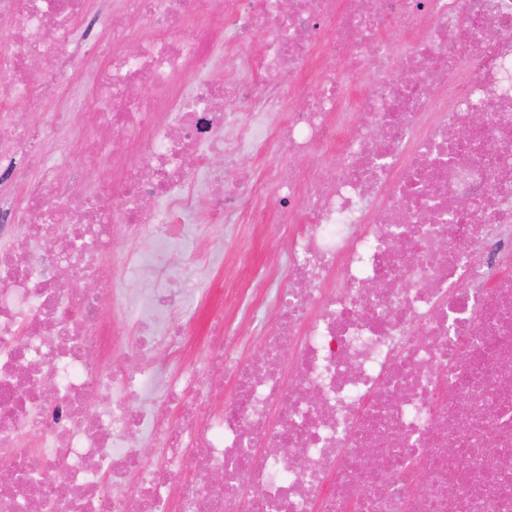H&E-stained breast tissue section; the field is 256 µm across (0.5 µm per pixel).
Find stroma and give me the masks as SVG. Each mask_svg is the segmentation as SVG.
I'll use <instances>...</instances> for the list:
<instances>
[{
    "label": "stroma",
    "mask_w": 512,
    "mask_h": 512,
    "mask_svg": "<svg viewBox=\"0 0 512 512\" xmlns=\"http://www.w3.org/2000/svg\"><path fill=\"white\" fill-rule=\"evenodd\" d=\"M178 258L170 269L185 293L188 308H195L194 290L202 281L213 282L216 294L231 288L248 287L260 271L272 272L273 288L285 285L288 254L276 230L265 224L247 221L225 225L222 235L209 233L202 224L188 222L184 238L176 247ZM266 304H258L249 317L237 315L232 305H225L229 333L237 342V354L247 358L261 345V327Z\"/></svg>",
    "instance_id": "1"
}]
</instances>
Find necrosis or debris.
<instances>
[{"instance_id": "necrosis-or-debris-1", "label": "necrosis or debris", "mask_w": 512, "mask_h": 512, "mask_svg": "<svg viewBox=\"0 0 512 512\" xmlns=\"http://www.w3.org/2000/svg\"><path fill=\"white\" fill-rule=\"evenodd\" d=\"M0 26V512H512V0H0ZM254 32L232 120L206 74ZM61 74L93 75L82 102ZM65 131L63 180L27 150ZM273 144L287 179L211 166ZM271 192L291 279L242 361L223 319L192 342L161 272L191 217ZM105 170V171H104ZM99 171L104 173V176H99ZM107 171V172H106ZM112 190V176L106 169L90 170L85 173L82 182V191L87 194H99L109 192Z\"/></svg>"}]
</instances>
